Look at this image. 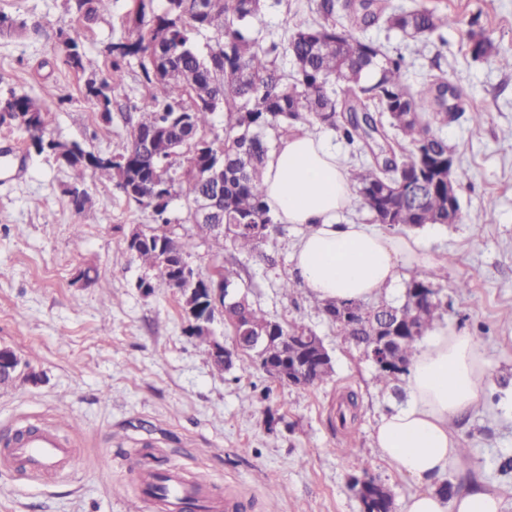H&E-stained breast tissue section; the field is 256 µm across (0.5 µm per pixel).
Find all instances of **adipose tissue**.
I'll return each mask as SVG.
<instances>
[{"instance_id":"1","label":"adipose tissue","mask_w":512,"mask_h":512,"mask_svg":"<svg viewBox=\"0 0 512 512\" xmlns=\"http://www.w3.org/2000/svg\"><path fill=\"white\" fill-rule=\"evenodd\" d=\"M263 183L281 223L308 229L295 252L294 277L318 299L377 298L394 289L406 271L427 272L442 264L412 237L338 223L353 203L354 188L336 152L310 133L280 139L267 155ZM491 368L476 338L453 328L436 332L415 355L407 405L380 415L373 434L382 456L417 486L403 512H500L499 497L483 488L449 499L432 488L460 457L449 424L475 406Z\"/></svg>"}]
</instances>
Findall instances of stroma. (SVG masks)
Instances as JSON below:
<instances>
[{
    "instance_id": "35a3bbf8",
    "label": "stroma",
    "mask_w": 512,
    "mask_h": 512,
    "mask_svg": "<svg viewBox=\"0 0 512 512\" xmlns=\"http://www.w3.org/2000/svg\"><path fill=\"white\" fill-rule=\"evenodd\" d=\"M416 4L458 20L421 54L400 32L374 25L365 39L403 54L411 89L447 78L461 111L439 133L453 151L462 219L415 230L422 247L446 260L422 273L442 302L439 327L476 336L493 363L479 404L451 428L469 453L445 475L454 491L471 483L497 493L512 512V70L473 58L469 22L512 54V0H389ZM132 0L87 20L65 0H0L20 26L0 34V98L26 95L45 117V136L108 153L129 134L134 104L146 92L138 58L113 91L111 123L82 93L83 81L57 56L62 34L76 37L95 69L108 44L128 36ZM68 87L58 102L53 86ZM18 157L0 164V347L20 359L12 386L0 389V441L49 426L75 451L61 474L34 479L0 456V512H155L141 485L143 470L177 469L208 493L240 497L243 512H363L352 477L387 486L395 512L417 486L384 460L373 442L380 414L408 400L405 375L383 383L377 366L338 335L308 290L285 293L302 227L284 224L268 241L275 255H247L225 245L214 254L198 243L191 262L200 275L233 270V287L267 317L298 322L321 336L334 373L312 386H284L244 358L216 371L207 347L187 333L182 298L173 289L142 292L145 272L126 249L151 209L128 203L112 183L86 174L92 202L72 206L68 167L37 152L15 123L0 124V147ZM83 233L74 236V225ZM468 291H460L461 282ZM356 393L359 418L340 427L336 409Z\"/></svg>"
}]
</instances>
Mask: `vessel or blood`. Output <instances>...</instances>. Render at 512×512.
Returning a JSON list of instances; mask_svg holds the SVG:
<instances>
[{"instance_id":"b4317fda","label":"vessel or blood","mask_w":512,"mask_h":512,"mask_svg":"<svg viewBox=\"0 0 512 512\" xmlns=\"http://www.w3.org/2000/svg\"><path fill=\"white\" fill-rule=\"evenodd\" d=\"M14 459L33 477L41 478L66 470L73 459L69 445L52 430L27 435L12 448ZM167 496L157 503V512H181L184 504L202 493L201 484L187 482L179 471L167 474Z\"/></svg>"}]
</instances>
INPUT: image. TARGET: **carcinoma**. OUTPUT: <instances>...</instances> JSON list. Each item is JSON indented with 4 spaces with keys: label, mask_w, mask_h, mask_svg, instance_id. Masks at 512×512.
<instances>
[{
    "label": "carcinoma",
    "mask_w": 512,
    "mask_h": 512,
    "mask_svg": "<svg viewBox=\"0 0 512 512\" xmlns=\"http://www.w3.org/2000/svg\"><path fill=\"white\" fill-rule=\"evenodd\" d=\"M267 0H165L159 14H147L151 0H136L131 29L135 38L106 47V70L87 71L90 60L78 40L64 42L63 64L83 75L84 96L98 107L102 121L112 122V85L122 79L129 58L138 57L148 95L138 107L129 137L106 156L98 157L80 144L69 146L43 137L32 138L40 151L63 149L61 160L73 171L68 189L78 211L91 202L83 187L84 170L92 168L100 179L115 183L130 202L152 210L155 224L142 229L145 242L136 260L147 270L149 291L173 288L177 275L166 265V251L189 258L196 239L210 242L216 252L231 242L240 252L253 254L276 230L278 219L263 192L264 159L270 150V130L288 132L296 125L317 121L340 132L365 156L349 169V178L365 201L373 219L390 227L419 228L426 224L455 223L460 209L448 216V162L454 161L448 143L434 126L448 123L445 101L447 81L441 76L413 92L404 83V58L356 35L380 21L413 39L418 51L454 20L424 5L410 10L389 8L382 0H314L315 17L295 25L284 39L257 28ZM112 0H76V9L91 16L110 8ZM213 45L202 53L199 35ZM474 58L495 56L512 69V55H499L481 32H471ZM288 58L292 70L278 63ZM217 112L227 114L224 138L209 140L201 133L211 126ZM0 115L23 117L27 132L43 126L40 106L31 99L13 96L0 100ZM157 130L152 144L141 142L142 131ZM194 165L199 179L174 177L175 165ZM224 160V234L196 224L190 234L177 235L166 216L174 187L194 199L207 190L211 163ZM240 224H261L257 239ZM244 304L233 309L232 327L240 334L273 328L274 335L315 333L298 323L283 325L268 319L242 296ZM322 314L339 334L352 343L368 340V326L387 309L395 311L401 343L395 355L405 373L422 337L442 317L441 302L423 280L408 286L400 306L388 302L365 304L315 300ZM273 362L293 361L295 351L276 340L266 348ZM392 495L378 487L367 512H390Z\"/></svg>",
    "instance_id": "1"
}]
</instances>
